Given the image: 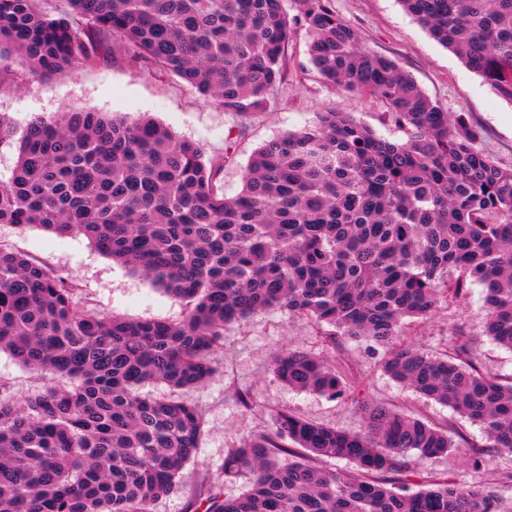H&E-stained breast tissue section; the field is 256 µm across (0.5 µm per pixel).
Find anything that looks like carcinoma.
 Instances as JSON below:
<instances>
[{"instance_id": "1", "label": "carcinoma", "mask_w": 512, "mask_h": 512, "mask_svg": "<svg viewBox=\"0 0 512 512\" xmlns=\"http://www.w3.org/2000/svg\"><path fill=\"white\" fill-rule=\"evenodd\" d=\"M0 0V74L18 81L91 65L120 42L226 112L263 109L287 69L286 0ZM311 64L375 97L399 125L391 142L347 112L319 113L250 157L242 190L220 195L224 164L143 116L76 109L31 121L0 182V224L84 235L103 255L183 301L178 322L104 317L73 281L0 245V349L43 386L0 397V512H150L197 453L200 409L140 394L212 377L224 327L279 309L307 318L334 349L362 341L399 384L477 423L473 448L512 453V376L483 369L463 336L431 356L402 338L484 290V328L512 350V167L481 152L469 118L448 115L393 59L373 54L333 0H292ZM430 36L512 103V0H400ZM19 54L29 73L12 70ZM288 387L346 393L330 357L276 351ZM362 430L287 411L234 448L224 475L253 474L239 495L211 489L193 512H512V495L465 482L423 484L418 461L451 453L448 432L384 405H360ZM344 459L347 471L318 465ZM417 485L411 494L404 488Z\"/></svg>"}]
</instances>
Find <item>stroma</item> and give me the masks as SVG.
Here are the masks:
<instances>
[{
	"instance_id": "obj_1",
	"label": "stroma",
	"mask_w": 512,
	"mask_h": 512,
	"mask_svg": "<svg viewBox=\"0 0 512 512\" xmlns=\"http://www.w3.org/2000/svg\"><path fill=\"white\" fill-rule=\"evenodd\" d=\"M333 5L337 15L357 30L366 50L395 60L443 111L466 114L481 130L479 149L502 166H512V103L501 99L457 55L435 41L400 0H334ZM72 107L130 118L149 115L177 136L197 143L206 160H223L221 186L228 197L240 192L244 169L257 148L285 132L313 125L319 113L331 107L353 114L382 138L407 139L381 101L347 92L316 72L308 55V37L296 25L291 28L284 81L265 108L244 115L224 111L188 82L132 60L118 45L110 46L93 66L32 76L21 85L0 83V113L16 129H24L37 117L57 118ZM0 242L72 277L77 300L101 315L176 322L186 312L181 300L145 275L100 254L84 236L60 237L36 225L22 229L0 224ZM481 306V290L473 288L461 304L439 309L423 321L406 320L404 337L423 352L436 355L451 346L454 328L465 327L483 367L510 375L512 351L483 334ZM277 350L321 354L325 346L309 321L281 310L262 311L225 327L224 348L213 356L217 372L206 383L176 392L162 383L145 385L146 393L173 395L198 407L204 420L197 455L185 464L176 491L153 503L151 512H187L189 502L213 486H223L229 495L245 490L250 473L225 478L224 457L229 449L265 429L273 410L355 432L363 425L356 403L367 400L432 423L453 437H465L466 442L481 436L478 425L450 407L392 381L364 343L351 341L336 352V370L348 387L347 397L338 400L290 389L277 379L267 369ZM41 386L34 372L0 351V394L21 399ZM242 393L249 396L250 408L240 405ZM466 442L448 456L422 460L423 474L482 485L504 482L512 473V454L492 448L486 449L479 467H472L473 451Z\"/></svg>"
}]
</instances>
